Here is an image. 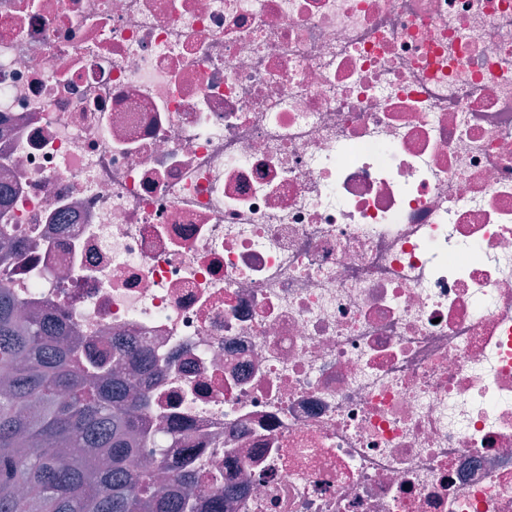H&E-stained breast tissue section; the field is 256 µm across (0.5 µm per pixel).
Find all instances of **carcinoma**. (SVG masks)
<instances>
[{
  "mask_svg": "<svg viewBox=\"0 0 512 512\" xmlns=\"http://www.w3.org/2000/svg\"><path fill=\"white\" fill-rule=\"evenodd\" d=\"M65 324L50 312L20 314L0 284V512H192V477L162 490L163 466L134 470L135 413L144 393L114 367L143 362L129 341L112 361L76 360Z\"/></svg>",
  "mask_w": 512,
  "mask_h": 512,
  "instance_id": "cac0c4a2",
  "label": "carcinoma"
}]
</instances>
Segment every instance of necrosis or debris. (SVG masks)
<instances>
[{
  "instance_id": "necrosis-or-debris-1",
  "label": "necrosis or debris",
  "mask_w": 512,
  "mask_h": 512,
  "mask_svg": "<svg viewBox=\"0 0 512 512\" xmlns=\"http://www.w3.org/2000/svg\"><path fill=\"white\" fill-rule=\"evenodd\" d=\"M0 185L195 512H512V0H0ZM146 360L145 350L138 344L129 341L119 342L112 346V365L119 366L123 362H143Z\"/></svg>"
}]
</instances>
